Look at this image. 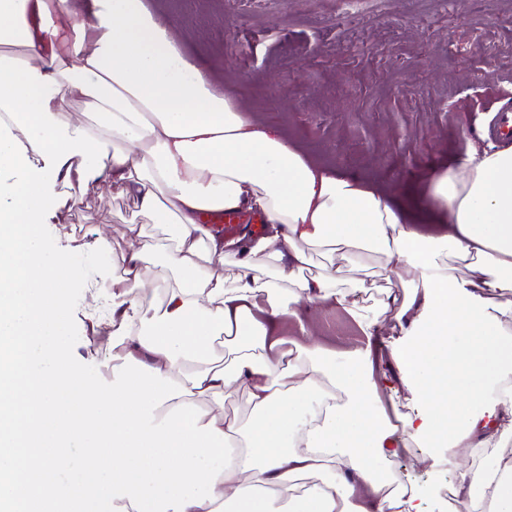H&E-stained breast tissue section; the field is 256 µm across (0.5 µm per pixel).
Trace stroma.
<instances>
[{
	"instance_id": "stroma-1",
	"label": "stroma",
	"mask_w": 512,
	"mask_h": 512,
	"mask_svg": "<svg viewBox=\"0 0 512 512\" xmlns=\"http://www.w3.org/2000/svg\"><path fill=\"white\" fill-rule=\"evenodd\" d=\"M173 24L216 92H232L315 158L390 186L416 183L462 156L480 127L512 102V0H146ZM66 197L48 229L61 249L93 250L100 230L120 240L142 222L135 196L115 187ZM355 296L372 304L384 284L377 252L344 262ZM307 325L326 357L365 346L346 308L310 306ZM74 352L112 379V347L76 312ZM413 447L390 470L441 512L446 466L416 462Z\"/></svg>"
}]
</instances>
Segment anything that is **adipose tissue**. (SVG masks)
I'll return each instance as SVG.
<instances>
[{
    "mask_svg": "<svg viewBox=\"0 0 512 512\" xmlns=\"http://www.w3.org/2000/svg\"><path fill=\"white\" fill-rule=\"evenodd\" d=\"M0 44L55 78L56 119L72 122L67 100L84 103L81 128L108 152L91 186L135 193L143 223L177 224L165 250L128 225L111 299L83 309L92 328L111 327L113 365L130 355L159 369L228 434L215 502L185 512H424L385 468L415 442L445 451L448 512H512V145L469 146L420 188L317 163L216 94L145 0H0ZM214 211L263 227L228 239L205 226ZM367 244L387 281L377 311L348 303L335 266L303 274L314 250L345 258ZM157 251L184 277L159 302L142 273ZM313 304L348 306L369 336L395 310L408 330L389 353L419 412L373 410L388 381L371 348L338 364L306 329L288 347L285 323ZM238 391L246 421L224 411Z\"/></svg>",
    "mask_w": 512,
    "mask_h": 512,
    "instance_id": "ef3b65f1",
    "label": "adipose tissue"
}]
</instances>
